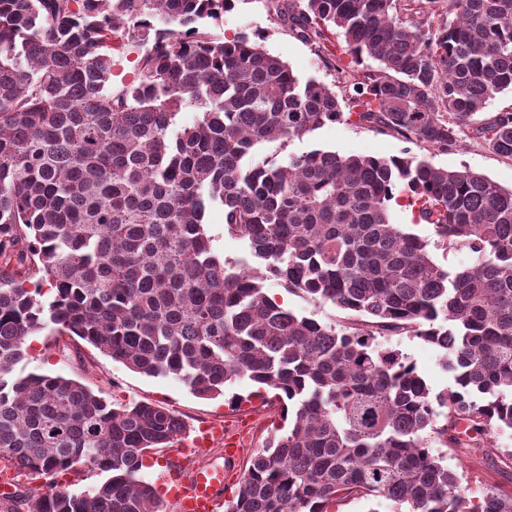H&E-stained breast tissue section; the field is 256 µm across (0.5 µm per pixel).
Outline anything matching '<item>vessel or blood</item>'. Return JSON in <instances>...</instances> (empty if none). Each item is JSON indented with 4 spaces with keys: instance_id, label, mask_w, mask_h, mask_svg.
<instances>
[{
    "instance_id": "vessel-or-blood-1",
    "label": "vessel or blood",
    "mask_w": 512,
    "mask_h": 512,
    "mask_svg": "<svg viewBox=\"0 0 512 512\" xmlns=\"http://www.w3.org/2000/svg\"><path fill=\"white\" fill-rule=\"evenodd\" d=\"M240 448L232 435L224 437L221 460H209L189 477L178 478L173 494L179 512H218L224 492V475L234 469Z\"/></svg>"
}]
</instances>
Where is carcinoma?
<instances>
[{
    "instance_id": "cac0c4a2",
    "label": "carcinoma",
    "mask_w": 512,
    "mask_h": 512,
    "mask_svg": "<svg viewBox=\"0 0 512 512\" xmlns=\"http://www.w3.org/2000/svg\"><path fill=\"white\" fill-rule=\"evenodd\" d=\"M234 2L0 0V462L49 479L16 486L0 512H164L140 471L182 421L16 374L45 329L199 397L245 378L274 391L288 429L251 456L224 512L348 498L512 512V491L472 503L436 452L495 448L512 430V188L409 150L254 160L353 116L442 153L469 130L512 159V112L479 118L512 92V0H275L307 41L337 30L350 57L338 72L363 66L343 100L248 34L212 33ZM116 36L139 51L136 83L112 84ZM216 205L252 263L215 253ZM395 205L435 242L393 223ZM432 245L474 261L445 267ZM271 279L342 317L295 312L266 293ZM401 335L432 344L456 388L433 393L379 341ZM81 464L107 478L58 488Z\"/></svg>"
}]
</instances>
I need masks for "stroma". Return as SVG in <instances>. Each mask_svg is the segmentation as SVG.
Returning a JSON list of instances; mask_svg holds the SVG:
<instances>
[{
    "label": "stroma",
    "instance_id": "stroma-1",
    "mask_svg": "<svg viewBox=\"0 0 512 512\" xmlns=\"http://www.w3.org/2000/svg\"><path fill=\"white\" fill-rule=\"evenodd\" d=\"M214 32L229 39L240 33L248 34L288 63L299 77H314L333 87L336 93L344 91L345 77L334 68L336 61L345 56L342 40L332 31L318 42L303 40L281 24L269 0H236ZM405 147V142L391 132L343 120L294 142L292 149L302 153L321 148L347 155L388 158L402 155ZM426 158L448 169L469 168L503 187H512V159L498 156L480 139L465 138L457 150L430 152ZM383 343L408 354L433 392L454 389L453 377L432 345L413 336L387 337ZM16 370L25 375L50 374L77 380L117 404L146 402L163 406L185 421L184 436L188 439L194 438L201 426L231 420L247 431L246 449L236 465L240 472L252 454L268 442L278 419L277 407L256 397L257 386L250 380L237 382L227 395L199 398L174 379L133 372L75 336L58 338L42 331L27 337L25 354ZM235 395L242 397L241 406H231ZM442 454L449 469L458 473L468 486L472 500L481 499L484 492L494 487L512 490V464L491 463L484 449L446 448Z\"/></svg>",
    "mask_w": 512,
    "mask_h": 512
}]
</instances>
